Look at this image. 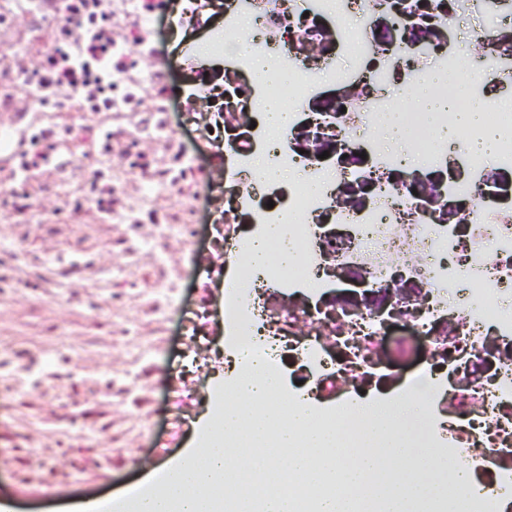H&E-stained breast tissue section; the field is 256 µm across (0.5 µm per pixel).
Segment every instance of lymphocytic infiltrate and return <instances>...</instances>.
<instances>
[{"instance_id":"obj_1","label":"lymphocytic infiltrate","mask_w":512,"mask_h":512,"mask_svg":"<svg viewBox=\"0 0 512 512\" xmlns=\"http://www.w3.org/2000/svg\"><path fill=\"white\" fill-rule=\"evenodd\" d=\"M63 23L53 47L28 84L47 89L68 87L93 111L112 108V75L123 63L112 55V14L103 0H52Z\"/></svg>"}]
</instances>
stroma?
<instances>
[{"label": "stroma", "mask_w": 512, "mask_h": 512, "mask_svg": "<svg viewBox=\"0 0 512 512\" xmlns=\"http://www.w3.org/2000/svg\"><path fill=\"white\" fill-rule=\"evenodd\" d=\"M179 0L151 20L152 39L165 67L160 112H94L68 89L51 88L56 109L30 110L26 73L39 64L53 41L51 13L28 10L25 0H0V184L25 194L17 210L0 196V498L20 512H50L81 497L102 496L137 482L144 466H168L192 445L193 427L177 418L186 389L203 391L219 369L200 357L197 373L181 378L191 351L184 324L200 300L212 318L215 343L224 341V260L213 246L214 225L224 213V170L212 158L224 142L223 129L198 125L185 103L201 78L223 68L224 57L191 58V46L221 26L222 13L174 36L170 24ZM152 127L139 150L155 166L169 167L159 132L174 128L193 164L196 196L192 213L181 215L184 236L159 248L153 227L178 208L174 187L141 180L119 160L139 124ZM39 130L55 136L50 164L19 176L28 137ZM140 240L130 264L120 253L123 236ZM167 275L172 306L165 319H143L155 348L141 358L138 346L120 347L116 331L148 282ZM128 369L150 381L134 400L115 406L113 370ZM151 411L153 433H139L133 411ZM129 444L113 453V436Z\"/></svg>", "instance_id": "35a3bbf8"}]
</instances>
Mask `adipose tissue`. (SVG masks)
<instances>
[{"instance_id": "ef3b65f1", "label": "adipose tissue", "mask_w": 512, "mask_h": 512, "mask_svg": "<svg viewBox=\"0 0 512 512\" xmlns=\"http://www.w3.org/2000/svg\"><path fill=\"white\" fill-rule=\"evenodd\" d=\"M413 99L424 125L434 124L437 113L451 111L450 124L438 130L444 139L452 137L458 130L481 124L485 113L484 103L472 96L469 88L450 72L434 75L427 82H414ZM272 258L285 265L298 258L294 243L285 238L275 224L268 227L264 237L252 243L248 253V261L254 266L264 265Z\"/></svg>"}]
</instances>
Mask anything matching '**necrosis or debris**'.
<instances>
[{
  "label": "necrosis or debris",
  "mask_w": 512,
  "mask_h": 512,
  "mask_svg": "<svg viewBox=\"0 0 512 512\" xmlns=\"http://www.w3.org/2000/svg\"><path fill=\"white\" fill-rule=\"evenodd\" d=\"M152 0H126L112 12L113 49L124 64L114 80L112 109L133 111L142 103L128 70L145 66L158 82L161 60L150 37ZM391 0H225L224 24L212 30L213 48H226L224 123L265 109L268 92L242 87L237 77L264 55L292 79L283 98L293 120L279 138L263 125L250 137L224 138V180L232 204L224 210L226 230L215 246L232 275L224 279V331L234 369L222 387L208 392L215 417L236 399L239 379L254 367L279 377L284 363L308 368L307 387L278 398L293 407L327 399L310 421L344 433L340 459L370 447L358 412L384 364L391 323L419 336L420 367L402 382L399 401H417L422 414L406 436L415 457L433 462L453 455L464 463L479 459L481 475L470 485L452 486L445 498L423 501L415 512H499L512 494V107L488 103L490 124L501 131L493 154L478 151L480 130L447 146L435 127L424 129L417 164H409L385 141L387 118L410 110V91L386 93L387 67L369 57L402 63L411 74L431 79L454 72L469 81L455 55L435 45L469 21V40L484 44L481 61L487 82L512 80L501 60L512 56V17L475 14L472 0H408L418 26L398 19ZM132 29L140 51L131 54L123 32ZM323 42L310 57L303 39ZM429 40V52L415 48ZM354 84L358 95L320 102L316 126L336 123L329 146L333 161L300 152L302 127L294 117L309 105L326 80ZM267 155L281 170L297 172L288 185L287 206L270 205L272 181L257 179L253 162ZM286 223L298 259L283 267L270 261L254 269L251 239L268 224ZM295 486V512H315L332 484L271 476L241 467L215 495L221 512H237L241 498H259Z\"/></svg>",
  "instance_id": "4bbe7bcc"
}]
</instances>
